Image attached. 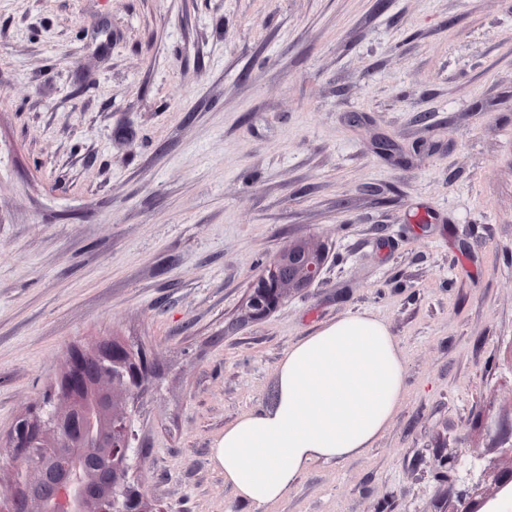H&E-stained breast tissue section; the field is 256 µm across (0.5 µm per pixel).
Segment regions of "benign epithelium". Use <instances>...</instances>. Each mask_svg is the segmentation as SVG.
I'll use <instances>...</instances> for the list:
<instances>
[{
	"label": "benign epithelium",
	"mask_w": 512,
	"mask_h": 512,
	"mask_svg": "<svg viewBox=\"0 0 512 512\" xmlns=\"http://www.w3.org/2000/svg\"><path fill=\"white\" fill-rule=\"evenodd\" d=\"M323 263L313 247L288 246L255 281L250 316L265 317L286 290L309 286ZM152 375L143 355L116 340L91 354H74L59 382L67 408L44 405L41 416L19 421L10 435L13 464L38 476L17 483L4 512H55L60 502L67 512H145L129 477L141 456L139 436L120 404L131 393L148 392ZM49 443L58 452L44 456L40 448ZM485 473L473 464L463 470L453 512H482L490 498L477 501L472 490Z\"/></svg>",
	"instance_id": "1"
}]
</instances>
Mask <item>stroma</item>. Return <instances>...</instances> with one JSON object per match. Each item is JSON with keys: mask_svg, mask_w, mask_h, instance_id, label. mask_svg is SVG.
<instances>
[{"mask_svg": "<svg viewBox=\"0 0 512 512\" xmlns=\"http://www.w3.org/2000/svg\"><path fill=\"white\" fill-rule=\"evenodd\" d=\"M320 277L250 319L266 262ZM388 327L405 392L373 448L263 512H452L512 470V0H0V504L9 436L72 351L159 366L124 410L147 512H253L213 448L288 347ZM487 467L483 469L477 470L475 464H470L469 467L463 470L462 475L458 476V481H460L461 488L458 490L456 498L457 504L452 512H485L481 509L489 502L497 497V495L509 484H512V470L510 474L501 478L498 481L497 489L494 495L491 497H485L481 502L476 501L473 498L472 490L476 489L480 482L483 480L485 476Z\"/></svg>", "mask_w": 512, "mask_h": 512, "instance_id": "1", "label": "stroma"}]
</instances>
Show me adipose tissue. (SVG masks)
I'll return each mask as SVG.
<instances>
[{"label":"adipose tissue","instance_id":"ef3b65f1","mask_svg":"<svg viewBox=\"0 0 512 512\" xmlns=\"http://www.w3.org/2000/svg\"><path fill=\"white\" fill-rule=\"evenodd\" d=\"M405 360L380 320L337 319L289 346L276 398L225 427L213 449L241 502L260 512L317 460L345 462L385 433L402 401Z\"/></svg>","mask_w":512,"mask_h":512}]
</instances>
